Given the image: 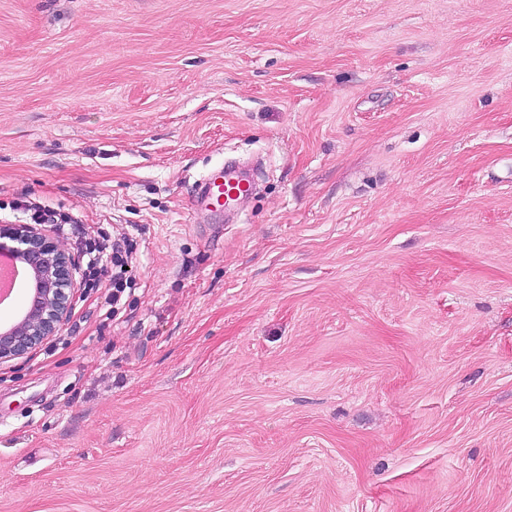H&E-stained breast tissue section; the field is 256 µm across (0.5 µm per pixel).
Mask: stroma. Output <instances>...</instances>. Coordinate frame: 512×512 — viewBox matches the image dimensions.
Here are the masks:
<instances>
[{"mask_svg":"<svg viewBox=\"0 0 512 512\" xmlns=\"http://www.w3.org/2000/svg\"><path fill=\"white\" fill-rule=\"evenodd\" d=\"M18 200L134 253L0 365V512H512V0H0ZM195 184L192 203L200 209L218 206L224 212H231L242 198L252 192L250 183L227 163L202 175Z\"/></svg>","mask_w":512,"mask_h":512,"instance_id":"1","label":"stroma"}]
</instances>
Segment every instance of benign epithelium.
Returning <instances> with one entry per match:
<instances>
[{
  "instance_id": "benign-epithelium-1",
  "label": "benign epithelium",
  "mask_w": 512,
  "mask_h": 512,
  "mask_svg": "<svg viewBox=\"0 0 512 512\" xmlns=\"http://www.w3.org/2000/svg\"><path fill=\"white\" fill-rule=\"evenodd\" d=\"M9 239L14 245L3 242ZM0 254L18 257L32 271L35 288L21 319L0 331V363L25 356L56 335L72 311L76 265L52 238L30 224L0 228Z\"/></svg>"
}]
</instances>
